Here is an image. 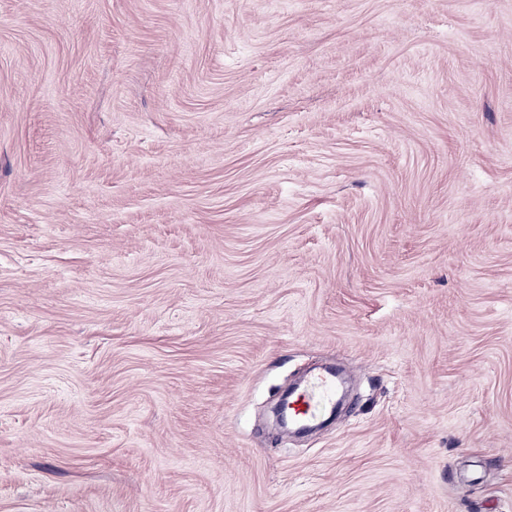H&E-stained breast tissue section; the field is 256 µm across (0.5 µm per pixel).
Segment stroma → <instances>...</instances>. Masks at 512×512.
Here are the masks:
<instances>
[{
  "instance_id": "1",
  "label": "stroma",
  "mask_w": 512,
  "mask_h": 512,
  "mask_svg": "<svg viewBox=\"0 0 512 512\" xmlns=\"http://www.w3.org/2000/svg\"><path fill=\"white\" fill-rule=\"evenodd\" d=\"M0 512H512V0H0ZM339 385L331 372L314 373L290 401L288 413L293 421L312 425L320 413L336 403Z\"/></svg>"
}]
</instances>
